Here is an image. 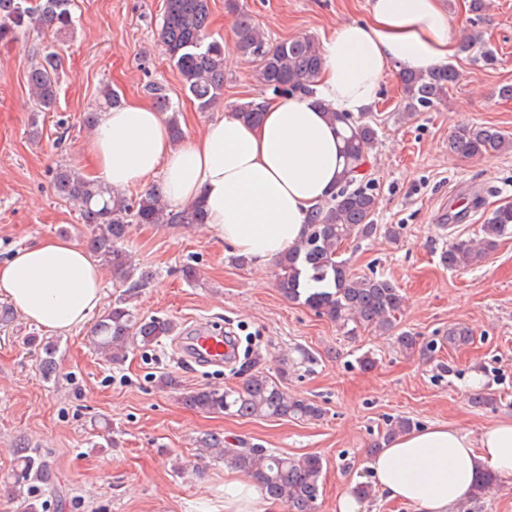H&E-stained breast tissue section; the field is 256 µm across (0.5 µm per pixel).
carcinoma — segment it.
Instances as JSON below:
<instances>
[{
  "mask_svg": "<svg viewBox=\"0 0 512 512\" xmlns=\"http://www.w3.org/2000/svg\"><path fill=\"white\" fill-rule=\"evenodd\" d=\"M70 5L71 0H0V41L14 37L20 28L69 30L73 25ZM226 6L236 15L235 49L255 65L258 82L278 96L310 92L322 65L314 39L305 36L274 43L237 0H227ZM210 18L209 0H165L158 33L160 47L202 111L224 95V47L217 41H206ZM60 66L59 57L49 53L27 74L30 97L42 112L51 110L56 103ZM458 78L459 73L451 65L401 73L404 110L413 113L442 103ZM158 99L162 110L171 112L167 123L173 142H181L183 130L177 112L170 111L165 97L160 95ZM328 114L342 125L345 169L336 195L317 207L306 236L276 262L277 288L285 298H302L310 308L336 323L346 326L352 322L357 328L385 335L396 328L397 313L403 306L399 288L387 278L353 274L347 262L338 259L345 241L352 237L370 238L378 231V225L372 223L377 197L363 173L378 133L367 121L331 110ZM450 149L467 158L494 156L512 150V137L493 126L462 124L453 132ZM54 190L80 207L87 249L112 269L115 278L129 284L127 293L94 326L92 342L97 351L112 363L121 364L127 344L148 346L173 335L176 324L172 320L143 318L129 306L130 298L149 282L152 274L132 266L123 241L132 224H203L202 209L194 205L172 213L167 210L160 187L153 186L132 200L66 166L56 172ZM481 232L479 239H454L442 253V264L457 270L483 262L496 240L512 232V205L492 211L481 225ZM262 365L263 355L249 351L236 368L242 379L240 387L191 391L185 402L205 413L229 411L248 418L322 417L323 410L317 404L289 394L264 373ZM411 427L412 422L406 418L392 422L371 452L379 450L381 442ZM202 445L215 458L245 473L266 497L283 503L287 512H316L323 472L319 456L295 459L259 446L229 448L217 435L205 438ZM13 453L16 471L8 488L17 504L16 512H40V500L25 493L23 487L46 479L48 462L35 448H15Z\"/></svg>",
  "mask_w": 512,
  "mask_h": 512,
  "instance_id": "1",
  "label": "carcinoma"
}]
</instances>
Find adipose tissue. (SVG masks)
Masks as SVG:
<instances>
[{
    "instance_id": "ef3b65f1",
    "label": "adipose tissue",
    "mask_w": 512,
    "mask_h": 512,
    "mask_svg": "<svg viewBox=\"0 0 512 512\" xmlns=\"http://www.w3.org/2000/svg\"><path fill=\"white\" fill-rule=\"evenodd\" d=\"M454 51L444 0H369L366 20L340 24L321 39L312 95L262 100L260 123L230 113L177 145L148 104L102 112L85 146L92 177L119 193L162 173L171 205H201L236 253L276 262L303 238L314 207L335 192L343 171L328 111L365 112L391 64L426 71L447 64ZM0 297L28 321L61 332L100 307L103 284L82 248L48 237L0 264ZM370 469L389 500L414 512H457L484 473L512 477V419L475 437L441 424L409 431Z\"/></svg>"
}]
</instances>
